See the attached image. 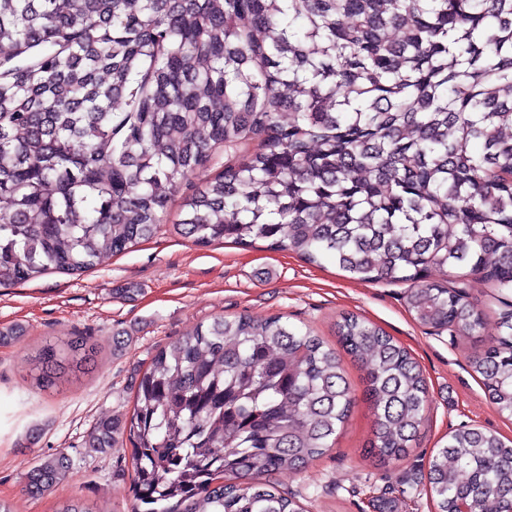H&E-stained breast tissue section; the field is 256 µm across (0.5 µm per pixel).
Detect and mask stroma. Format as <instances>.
<instances>
[{"instance_id": "stroma-1", "label": "stroma", "mask_w": 512, "mask_h": 512, "mask_svg": "<svg viewBox=\"0 0 512 512\" xmlns=\"http://www.w3.org/2000/svg\"><path fill=\"white\" fill-rule=\"evenodd\" d=\"M177 220V211H170L155 237L100 259L85 273H49L0 287V332L22 331L0 344V498L13 512H54L72 497L86 500L93 512H132L129 449L93 452L84 445L86 435L100 417L131 411L134 381L157 351L220 316L279 315L312 328L334 348L338 322L353 314L380 326L423 372L428 420L410 453L382 466L363 454L374 424L364 368L342 355L356 401L334 448L300 472L268 477L306 512H436L426 492L405 496L401 490L426 473L450 431L474 425L512 440V417L490 403L469 366L498 334L492 285L467 281L470 298L486 311L480 337L437 334L407 312L406 284L353 279L332 262L311 264L261 241L199 246L176 232ZM130 286L136 292L128 297L123 290ZM116 332L126 339L119 351L112 348ZM77 335L95 345L94 364L60 390L36 387L29 357L46 342ZM59 453L71 461L68 479L50 494L28 495L23 474L39 458Z\"/></svg>"}]
</instances>
